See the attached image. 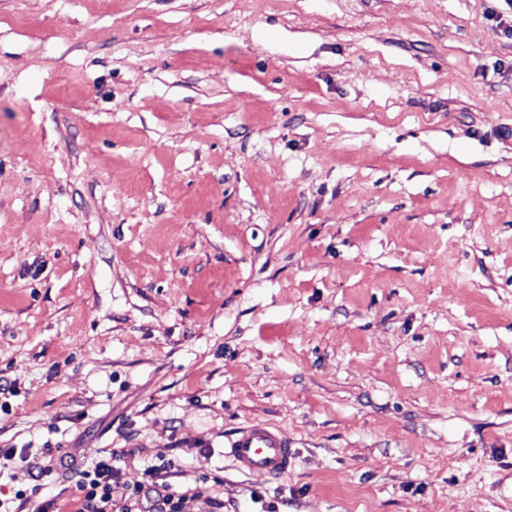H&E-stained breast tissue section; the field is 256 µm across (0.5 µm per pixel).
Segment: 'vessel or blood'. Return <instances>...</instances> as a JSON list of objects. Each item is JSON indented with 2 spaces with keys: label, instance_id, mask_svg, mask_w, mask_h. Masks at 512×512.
<instances>
[{
  "label": "vessel or blood",
  "instance_id": "1",
  "mask_svg": "<svg viewBox=\"0 0 512 512\" xmlns=\"http://www.w3.org/2000/svg\"><path fill=\"white\" fill-rule=\"evenodd\" d=\"M224 454L239 472L261 473L271 479L286 475L296 459V450L287 433L261 422L238 428L228 438Z\"/></svg>",
  "mask_w": 512,
  "mask_h": 512
}]
</instances>
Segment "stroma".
<instances>
[{
	"label": "stroma",
	"mask_w": 512,
	"mask_h": 512,
	"mask_svg": "<svg viewBox=\"0 0 512 512\" xmlns=\"http://www.w3.org/2000/svg\"><path fill=\"white\" fill-rule=\"evenodd\" d=\"M510 20L0 0V448L224 512H512ZM250 422L287 476L225 458ZM224 455L241 473H261L269 479H278L293 468L296 450L283 430L252 422L238 428L227 439Z\"/></svg>",
	"instance_id": "stroma-1"
}]
</instances>
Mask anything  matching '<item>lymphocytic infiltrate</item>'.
<instances>
[{
  "mask_svg": "<svg viewBox=\"0 0 512 512\" xmlns=\"http://www.w3.org/2000/svg\"><path fill=\"white\" fill-rule=\"evenodd\" d=\"M0 458L21 460L24 484L15 498L23 504L39 494L44 477L56 467L63 480L75 489V512H196L197 507L211 503L206 487L178 491L164 482V475L172 468L168 461L145 467L141 480L130 486L120 482L117 457L113 454L78 468L68 464L62 455L52 465L31 461L25 448H0Z\"/></svg>",
  "mask_w": 512,
  "mask_h": 512,
  "instance_id": "obj_1",
  "label": "lymphocytic infiltrate"
}]
</instances>
